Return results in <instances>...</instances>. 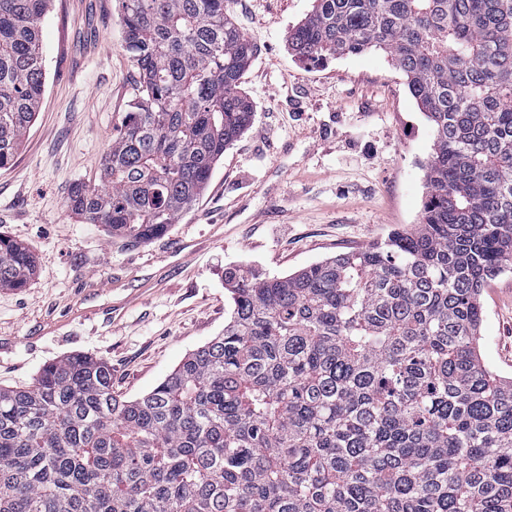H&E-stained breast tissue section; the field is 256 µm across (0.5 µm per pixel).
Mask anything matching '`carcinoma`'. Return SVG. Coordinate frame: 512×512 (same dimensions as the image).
Instances as JSON below:
<instances>
[{"instance_id": "cac0c4a2", "label": "carcinoma", "mask_w": 512, "mask_h": 512, "mask_svg": "<svg viewBox=\"0 0 512 512\" xmlns=\"http://www.w3.org/2000/svg\"><path fill=\"white\" fill-rule=\"evenodd\" d=\"M138 94L66 209L164 236L252 120L224 0H116ZM50 0H0V168L45 91ZM315 63L384 51L432 122L418 223L291 275L230 274L224 333L143 396L85 355L0 387V512H512V378L479 347L512 272V0H313ZM30 250L0 235V288Z\"/></svg>"}]
</instances>
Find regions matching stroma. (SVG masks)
<instances>
[{"mask_svg":"<svg viewBox=\"0 0 512 512\" xmlns=\"http://www.w3.org/2000/svg\"><path fill=\"white\" fill-rule=\"evenodd\" d=\"M312 5L227 0L256 49L240 85L254 117L179 223L134 243L64 206L73 182H97L136 93L121 20L114 0H53L42 106L0 168V234L37 260L26 287L0 290V387L88 354L111 365L114 393L142 396L223 333L228 269L283 277L418 223L433 127L384 53L316 65L289 50ZM480 301L482 359L511 378L512 273Z\"/></svg>","mask_w":512,"mask_h":512,"instance_id":"35a3bbf8","label":"stroma"}]
</instances>
